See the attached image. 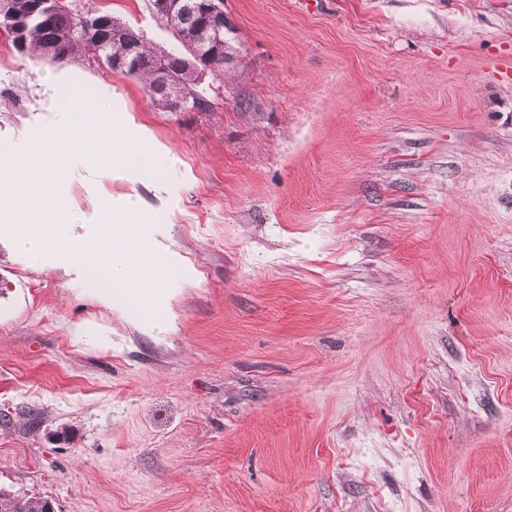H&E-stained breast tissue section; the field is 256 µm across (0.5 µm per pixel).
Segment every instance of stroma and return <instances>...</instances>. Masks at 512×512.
<instances>
[{"label": "stroma", "instance_id": "obj_1", "mask_svg": "<svg viewBox=\"0 0 512 512\" xmlns=\"http://www.w3.org/2000/svg\"><path fill=\"white\" fill-rule=\"evenodd\" d=\"M183 47L148 0H67ZM228 80L163 112L196 272L147 333L0 238V487L54 512H512V0H224ZM55 65L0 34V147Z\"/></svg>", "mask_w": 512, "mask_h": 512}]
</instances>
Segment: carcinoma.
Returning <instances> with one entry per match:
<instances>
[{
  "mask_svg": "<svg viewBox=\"0 0 512 512\" xmlns=\"http://www.w3.org/2000/svg\"><path fill=\"white\" fill-rule=\"evenodd\" d=\"M186 3L188 8L174 21V37L183 45L198 40L197 30L202 21L196 7L197 0H186ZM95 16V12L82 13L72 9L42 14L27 30L24 49L18 55L23 58H43L47 47L51 46L57 61L61 63L86 56V43L79 37L78 30L84 20ZM100 39L106 45L104 60L109 65L112 59L124 56L131 49L144 56H151L156 50L143 32L114 16L109 17L100 31ZM230 51L231 47L226 42L215 45L202 53L193 68L186 66L183 55L169 53L163 71H144L133 75V78L143 84L151 104L164 112L173 111L174 105L187 95L206 112L212 103L200 88V74L206 72L224 77V64L229 59ZM49 506L47 500L0 488V512H49Z\"/></svg>",
  "mask_w": 512,
  "mask_h": 512,
  "instance_id": "carcinoma-1",
  "label": "carcinoma"
}]
</instances>
